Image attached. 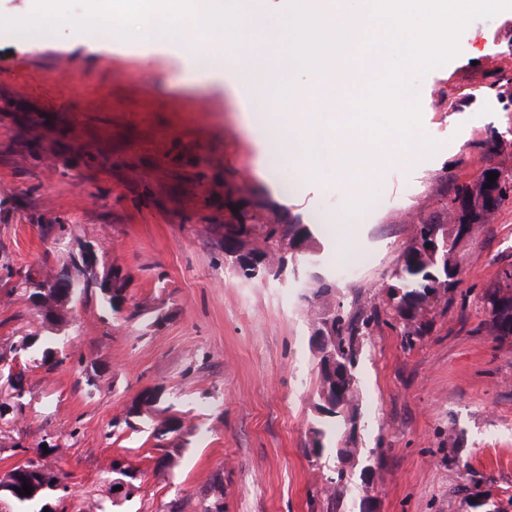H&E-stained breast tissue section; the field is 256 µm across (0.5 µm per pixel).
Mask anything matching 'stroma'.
Returning <instances> with one entry per match:
<instances>
[{
  "instance_id": "35a3bbf8",
  "label": "stroma",
  "mask_w": 512,
  "mask_h": 512,
  "mask_svg": "<svg viewBox=\"0 0 512 512\" xmlns=\"http://www.w3.org/2000/svg\"><path fill=\"white\" fill-rule=\"evenodd\" d=\"M460 48L414 81L411 142L426 150L410 162V142L387 137L346 242L332 218L355 185L327 159L304 172L274 153L249 125L250 99L201 73L178 39L148 51L93 50L64 32L1 39L0 471L50 446L65 512H203L214 500L224 512H512V336L486 331L482 299L512 265V202L457 242L460 281L428 306L414 345L387 290L416 224L489 165L512 170V10L471 22ZM437 80V99L426 98ZM245 202L309 228L296 272L237 276L224 224ZM89 243L99 270L126 281L121 313L93 291L65 326L42 324L26 277L59 272ZM314 272L346 312L365 304L379 317L359 349L352 428L317 407L303 298ZM38 336L59 369L42 367ZM149 387L159 402L126 419ZM169 416L185 427L157 440ZM341 446L360 461L336 499L325 488ZM169 452L178 466L158 468ZM118 458L139 477L117 498Z\"/></svg>"
}]
</instances>
